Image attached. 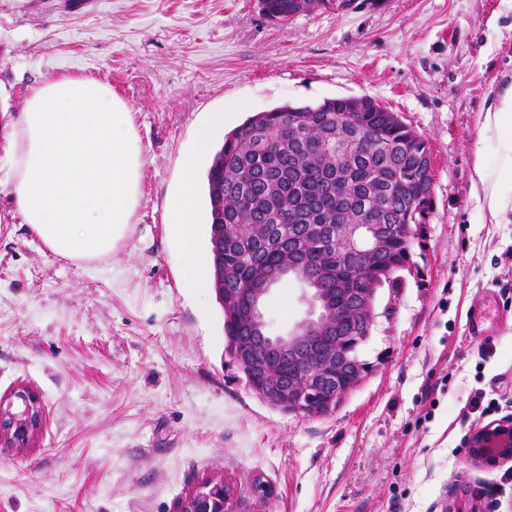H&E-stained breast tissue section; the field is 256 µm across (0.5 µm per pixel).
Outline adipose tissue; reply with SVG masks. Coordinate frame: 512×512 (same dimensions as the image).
Returning a JSON list of instances; mask_svg holds the SVG:
<instances>
[{
    "label": "adipose tissue",
    "instance_id": "1",
    "mask_svg": "<svg viewBox=\"0 0 512 512\" xmlns=\"http://www.w3.org/2000/svg\"><path fill=\"white\" fill-rule=\"evenodd\" d=\"M482 134L495 142L497 162L477 161L476 199L498 224L512 212V91L486 112ZM209 152L210 131L203 128L165 207L167 234L183 254L180 277L188 288L210 286L209 257L198 244L199 175ZM12 158L17 210L53 253L100 258L127 237L141 201L144 160L134 117L110 85L62 75L31 87Z\"/></svg>",
    "mask_w": 512,
    "mask_h": 512
}]
</instances>
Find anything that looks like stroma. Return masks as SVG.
I'll return each instance as SVG.
<instances>
[{
    "mask_svg": "<svg viewBox=\"0 0 512 512\" xmlns=\"http://www.w3.org/2000/svg\"><path fill=\"white\" fill-rule=\"evenodd\" d=\"M62 74L112 86L145 159L128 237L84 262L52 253L12 195L28 90ZM511 86L512 0H354L287 21L261 0H0V396L24 383L45 410L32 448L0 450V512H175L207 478L234 486L237 512H512V468L469 464L462 420L478 393L488 420L512 414V223H490L472 187L494 160L484 114ZM337 96L426 139L432 207L400 286L377 291L367 378L334 411L287 414L226 355L214 289L181 286L164 208L199 128L216 152L257 113ZM308 297L272 286L269 333L307 318ZM488 297L496 321L469 335Z\"/></svg>",
    "mask_w": 512,
    "mask_h": 512,
    "instance_id": "35a3bbf8",
    "label": "stroma"
}]
</instances>
